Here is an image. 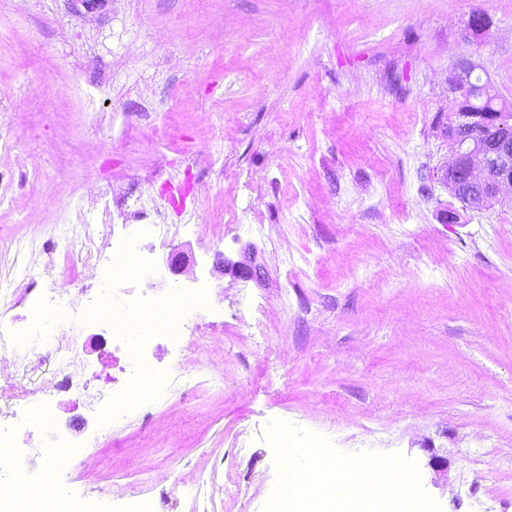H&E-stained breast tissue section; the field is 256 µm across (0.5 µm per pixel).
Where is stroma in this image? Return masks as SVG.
I'll list each match as a JSON object with an SVG mask.
<instances>
[{"instance_id": "35a3bbf8", "label": "stroma", "mask_w": 512, "mask_h": 512, "mask_svg": "<svg viewBox=\"0 0 512 512\" xmlns=\"http://www.w3.org/2000/svg\"><path fill=\"white\" fill-rule=\"evenodd\" d=\"M477 78L512 104V0H0V275L24 240L18 286L67 287L84 261L63 229L102 223L118 191L198 226L139 239L154 296L212 290L182 358L151 355L195 390L104 439L87 397L123 384L128 356L109 326L54 324L51 343L84 346L86 394L53 404L86 454L44 463L33 428L14 431L16 453L75 496L257 512L285 425L310 445L307 472L392 461L431 512L491 497L512 512V196L466 209L443 181L449 88ZM174 247L191 259L178 275ZM221 255L260 277L223 272ZM90 285L121 304L142 288L102 255ZM12 360L0 353L1 411L55 375Z\"/></svg>"}]
</instances>
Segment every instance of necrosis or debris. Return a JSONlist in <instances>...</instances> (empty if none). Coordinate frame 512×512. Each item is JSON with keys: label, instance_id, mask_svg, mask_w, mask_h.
Here are the masks:
<instances>
[{"label": "necrosis or debris", "instance_id": "1", "mask_svg": "<svg viewBox=\"0 0 512 512\" xmlns=\"http://www.w3.org/2000/svg\"><path fill=\"white\" fill-rule=\"evenodd\" d=\"M205 300V294L199 291H174L163 300L146 294L127 303L123 320L117 321L113 318L112 292L109 289L99 288L90 292L84 305L80 306L75 300H63L56 289L47 288L32 305L34 317L26 331H18L12 324L0 320V351L22 354L28 362L52 363L61 378L62 388L82 392L86 386L78 376L84 366L79 340L72 338L52 348L41 345L51 324L59 316L69 314L72 307H79L81 319L110 324L116 336L127 335L138 327H150L152 335L163 338L170 353L177 356L182 352L183 339L189 327L187 310ZM150 347V342H143L135 349L131 362L124 367L122 394L99 391L97 401L89 411L100 423L111 424L124 419L142 410L146 401L164 398L172 387L188 392L194 389L195 381L190 375H174L156 369L150 361ZM21 421L46 434L42 448L46 460H53L62 451L76 462L84 456V446L70 441L60 431L55 410L48 400L34 402L24 394L16 396L14 410L5 415L0 413L1 448L9 447V434ZM10 483L13 492L0 498V512H91L90 504L68 493H59L48 500L34 496L31 489L35 481L22 459H13ZM315 493L314 486L290 484L287 471H280L276 490L265 501L262 512H302L305 500Z\"/></svg>", "mask_w": 512, "mask_h": 512}]
</instances>
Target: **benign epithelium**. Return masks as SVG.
I'll return each instance as SVG.
<instances>
[{
	"mask_svg": "<svg viewBox=\"0 0 512 512\" xmlns=\"http://www.w3.org/2000/svg\"><path fill=\"white\" fill-rule=\"evenodd\" d=\"M499 114L484 129L461 124L448 132L452 158L445 168V181L454 186L458 201L475 203L500 198L512 190V138L498 132ZM218 267L241 279H252L257 269L245 262L218 261Z\"/></svg>",
	"mask_w": 512,
	"mask_h": 512,
	"instance_id": "7a95c632",
	"label": "benign epithelium"
}]
</instances>
